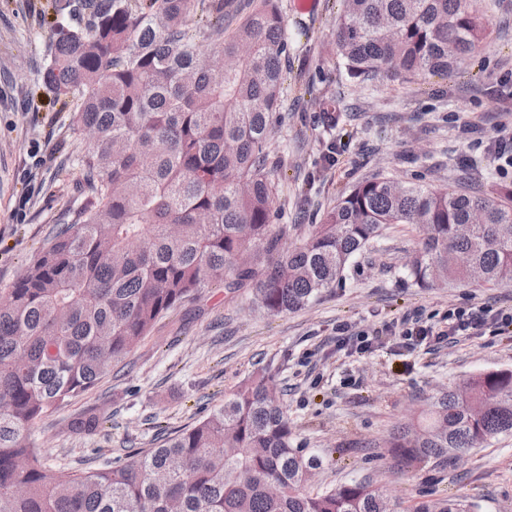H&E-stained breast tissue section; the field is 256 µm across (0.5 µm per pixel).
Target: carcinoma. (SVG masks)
<instances>
[{
    "mask_svg": "<svg viewBox=\"0 0 512 512\" xmlns=\"http://www.w3.org/2000/svg\"><path fill=\"white\" fill-rule=\"evenodd\" d=\"M52 0L41 84L91 130L75 161L90 201L11 287L0 290V512H394L367 479L312 491L323 457L295 443L287 411L259 374L194 426L101 470L57 475L41 464L34 424L92 388L177 305L213 287L251 289L272 315L336 285L392 224L422 229L406 263L421 287L512 286V182L468 194L387 178L354 184L299 246L274 223L272 118L287 49L275 0ZM80 11L85 28L71 25ZM480 0H344L333 43L359 84L452 76L480 50ZM231 61L212 68L200 41ZM328 127L331 102L315 115ZM465 255L469 268L448 264ZM512 436V370L447 387L390 436L409 466L442 462ZM463 501L413 512H475Z\"/></svg>",
    "mask_w": 512,
    "mask_h": 512,
    "instance_id": "obj_1",
    "label": "carcinoma"
}]
</instances>
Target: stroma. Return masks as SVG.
<instances>
[{
	"label": "stroma",
	"instance_id": "obj_1",
	"mask_svg": "<svg viewBox=\"0 0 512 512\" xmlns=\"http://www.w3.org/2000/svg\"><path fill=\"white\" fill-rule=\"evenodd\" d=\"M287 21V81L274 116L271 157L282 159L279 221L288 246L356 182L423 176L436 187L466 180L481 191L503 182L487 146L512 128V0H484L482 52L447 78L352 84L333 45L342 0H277ZM50 0H0V289L23 274L86 202L73 159V106L52 102L40 84L51 33ZM346 115L335 130L314 119L324 101ZM419 244L411 224H394L356 256L334 288L305 309L271 316L251 308L249 290L210 288L158 319L90 390L36 424L45 466L69 476L156 447L206 418L239 385L270 372L298 442L323 453L311 481L320 489L370 478L401 512L422 501L458 498L476 512H512V437L444 463L399 464L386 444L436 390L472 375L512 369V331L442 336L449 309L512 307V287L421 288L405 264ZM428 329L405 339L406 329ZM374 339L358 348L355 338ZM95 412L97 431H74Z\"/></svg>",
	"mask_w": 512,
	"mask_h": 512
}]
</instances>
